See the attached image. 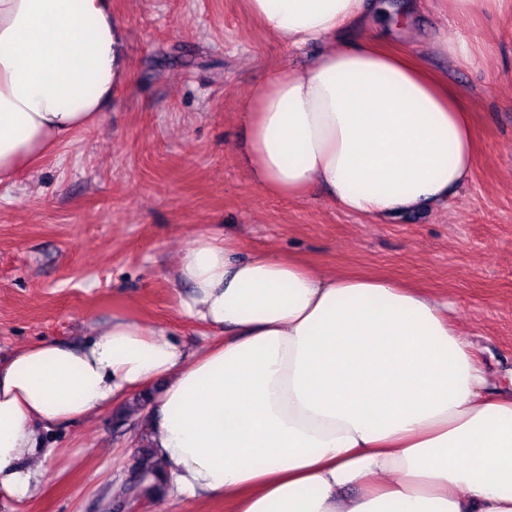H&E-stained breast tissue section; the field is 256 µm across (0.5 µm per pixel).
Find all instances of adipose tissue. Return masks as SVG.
<instances>
[{"mask_svg": "<svg viewBox=\"0 0 512 512\" xmlns=\"http://www.w3.org/2000/svg\"><path fill=\"white\" fill-rule=\"evenodd\" d=\"M291 48L247 99V171L264 192L375 222L444 204L478 140L461 92L397 47L420 0H246ZM112 0H0V183L98 122L125 78ZM180 307L216 340L186 356L124 314L81 345L0 360V494L44 478L40 429L151 387L169 497L235 512H512V394L490 390L453 301L428 289L202 234Z\"/></svg>", "mask_w": 512, "mask_h": 512, "instance_id": "obj_1", "label": "adipose tissue"}]
</instances>
